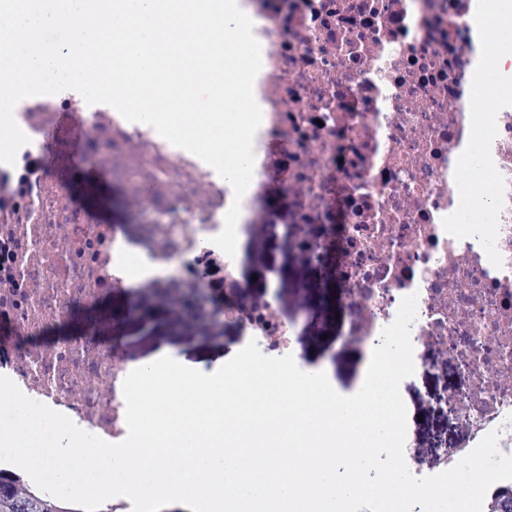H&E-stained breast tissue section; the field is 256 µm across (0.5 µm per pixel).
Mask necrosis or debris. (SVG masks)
I'll use <instances>...</instances> for the list:
<instances>
[{"label": "necrosis or debris", "instance_id": "1", "mask_svg": "<svg viewBox=\"0 0 512 512\" xmlns=\"http://www.w3.org/2000/svg\"><path fill=\"white\" fill-rule=\"evenodd\" d=\"M486 0H238L253 23L262 112L237 250L211 239L234 192L208 164L151 126L75 91L20 101L28 136L0 163V375L82 430L127 435L114 343L88 330L51 345L39 336L105 299L177 276L186 287H249L257 250L296 247L335 283L344 336L380 345L403 297L417 294L410 339L450 358L444 409L459 427L415 467L456 465L490 431L512 455V52L487 56ZM84 106L85 160L122 190L149 193L154 217L106 224L75 204L50 167L45 129ZM490 190L480 224H462L472 191L474 125ZM224 327L263 354L294 353L297 322L274 293L224 307Z\"/></svg>", "mask_w": 512, "mask_h": 512}]
</instances>
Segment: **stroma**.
<instances>
[{
	"label": "stroma",
	"instance_id": "stroma-1",
	"mask_svg": "<svg viewBox=\"0 0 512 512\" xmlns=\"http://www.w3.org/2000/svg\"><path fill=\"white\" fill-rule=\"evenodd\" d=\"M56 175L76 201L97 212L106 222L132 224L137 221L140 199L124 195L107 175L86 173L67 165L57 167ZM168 298V292L157 291L151 298L142 299V310L155 322L149 335H141L142 323L138 320L127 319L122 324L109 326L110 336L116 337L128 362L162 353L188 367L211 373L240 350L236 336L208 329L202 323L179 334H170L164 324L169 316ZM342 332V317L326 322L313 316L301 317L296 351L304 370L325 372L334 389L349 396L361 377L366 352L357 344L343 343ZM453 384L452 366L444 360L436 369L415 373L402 381L400 392L410 409L407 445L426 448L436 436L455 438L456 427L449 425L447 416L436 406L444 389Z\"/></svg>",
	"mask_w": 512,
	"mask_h": 512
}]
</instances>
